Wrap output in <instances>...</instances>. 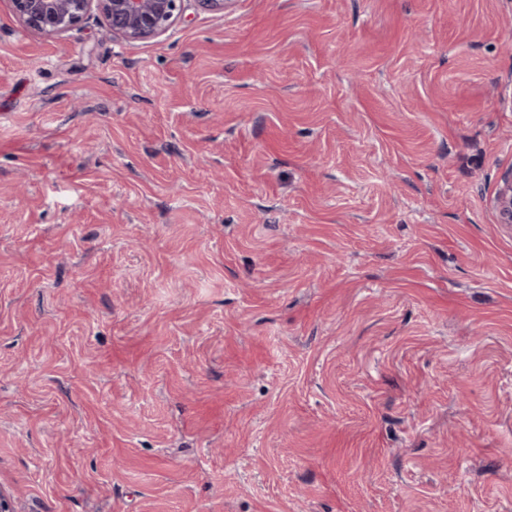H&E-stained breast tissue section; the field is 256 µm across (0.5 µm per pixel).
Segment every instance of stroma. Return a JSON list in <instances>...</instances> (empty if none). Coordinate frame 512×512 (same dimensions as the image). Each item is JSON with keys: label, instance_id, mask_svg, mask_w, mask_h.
I'll use <instances>...</instances> for the list:
<instances>
[{"label": "stroma", "instance_id": "obj_1", "mask_svg": "<svg viewBox=\"0 0 512 512\" xmlns=\"http://www.w3.org/2000/svg\"><path fill=\"white\" fill-rule=\"evenodd\" d=\"M512 0H0L15 512H512ZM184 0H10L26 27L55 36L96 12L105 31L128 43L157 38L182 16ZM498 221L512 226V174L503 181L495 198Z\"/></svg>", "mask_w": 512, "mask_h": 512}]
</instances>
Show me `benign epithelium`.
Instances as JSON below:
<instances>
[{"label":"benign epithelium","instance_id":"obj_1","mask_svg":"<svg viewBox=\"0 0 512 512\" xmlns=\"http://www.w3.org/2000/svg\"><path fill=\"white\" fill-rule=\"evenodd\" d=\"M184 0H10L12 11L26 27L48 36L62 34L95 12L105 31L135 43L166 33L182 16ZM498 223L512 225V175L495 198Z\"/></svg>","mask_w":512,"mask_h":512}]
</instances>
